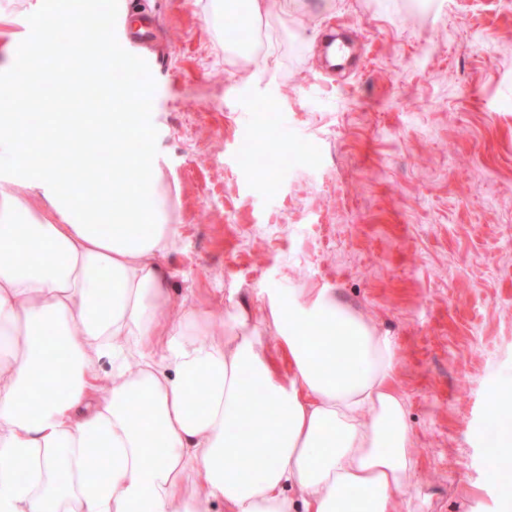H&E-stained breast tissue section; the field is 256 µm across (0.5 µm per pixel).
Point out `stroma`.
Here are the masks:
<instances>
[{"label":"stroma","instance_id":"obj_1","mask_svg":"<svg viewBox=\"0 0 512 512\" xmlns=\"http://www.w3.org/2000/svg\"><path fill=\"white\" fill-rule=\"evenodd\" d=\"M36 4L0 0V65ZM144 6L176 300L247 314L277 355L268 297L336 289L399 345L401 512H512L486 479L512 379V0H268L246 59L195 0Z\"/></svg>","mask_w":512,"mask_h":512}]
</instances>
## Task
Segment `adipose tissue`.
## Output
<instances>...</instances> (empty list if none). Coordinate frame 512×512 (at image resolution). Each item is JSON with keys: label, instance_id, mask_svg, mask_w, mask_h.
<instances>
[{"label": "adipose tissue", "instance_id": "obj_1", "mask_svg": "<svg viewBox=\"0 0 512 512\" xmlns=\"http://www.w3.org/2000/svg\"><path fill=\"white\" fill-rule=\"evenodd\" d=\"M202 8L248 29L267 0ZM34 71L24 57L0 69V512H399L419 461L395 339L335 289H289L267 304L283 377L244 314L175 303L178 227L152 155L129 149L139 128L122 112L48 113L55 140L112 147L111 168L87 157L63 183L17 132L16 102H44ZM246 375L274 415L244 401ZM92 438L111 451L97 478Z\"/></svg>", "mask_w": 512, "mask_h": 512}]
</instances>
